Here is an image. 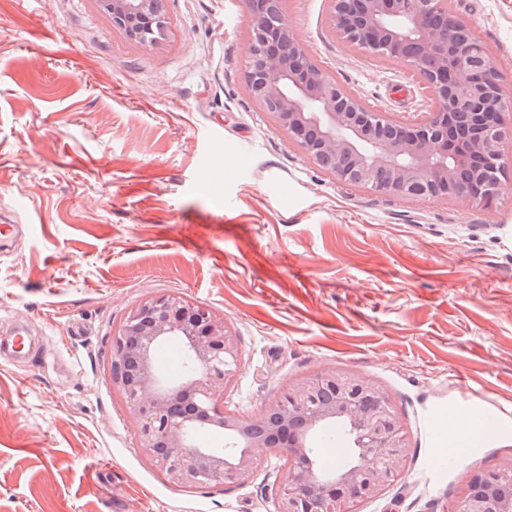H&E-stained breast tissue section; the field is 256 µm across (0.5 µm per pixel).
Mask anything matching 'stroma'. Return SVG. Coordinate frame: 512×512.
Listing matches in <instances>:
<instances>
[{"instance_id":"obj_1","label":"stroma","mask_w":512,"mask_h":512,"mask_svg":"<svg viewBox=\"0 0 512 512\" xmlns=\"http://www.w3.org/2000/svg\"><path fill=\"white\" fill-rule=\"evenodd\" d=\"M512 84V0H451ZM327 0H288L309 55L370 108L434 107L404 66L352 51ZM171 41L113 34L92 0H0V512H273L271 456L230 488L174 487L147 462L104 369L112 326L185 293L235 328L226 408L250 415L328 368L392 394L401 481L359 512H442L512 453V179L489 211L336 182L242 84L243 0H167ZM206 168H199L200 160ZM481 423L448 451V426Z\"/></svg>"}]
</instances>
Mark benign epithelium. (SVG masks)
<instances>
[{
  "label": "benign epithelium",
  "mask_w": 512,
  "mask_h": 512,
  "mask_svg": "<svg viewBox=\"0 0 512 512\" xmlns=\"http://www.w3.org/2000/svg\"><path fill=\"white\" fill-rule=\"evenodd\" d=\"M112 33L144 49L170 42L173 22L162 0H92ZM285 0H245L248 15L243 87L273 127L337 182L387 198L432 200L493 209L512 177V114L503 77L473 27L449 0H329V29L356 50L392 58L431 76L435 109L416 122H399L364 106L316 60L285 19ZM398 124L405 129L390 133ZM175 339L194 368L169 381L157 361L159 346ZM241 352L224 316L180 292L151 296L112 330L107 378L138 422L150 466L168 483L245 481L270 455L287 459L279 470L274 512H318L334 500L337 512H357L377 501L404 474L409 437L391 393L346 369H328L288 384V399L250 416L224 408ZM132 369L127 373L126 369ZM200 416L173 412L189 402ZM231 439L223 450L194 444L198 423ZM298 434L282 448L260 438L241 441L251 425L270 435L290 425ZM340 425L350 439L348 458L325 472L312 446L315 432ZM164 434V451L152 450ZM495 481L479 492L464 483L455 512H512V455L489 468Z\"/></svg>",
  "instance_id": "1"
}]
</instances>
